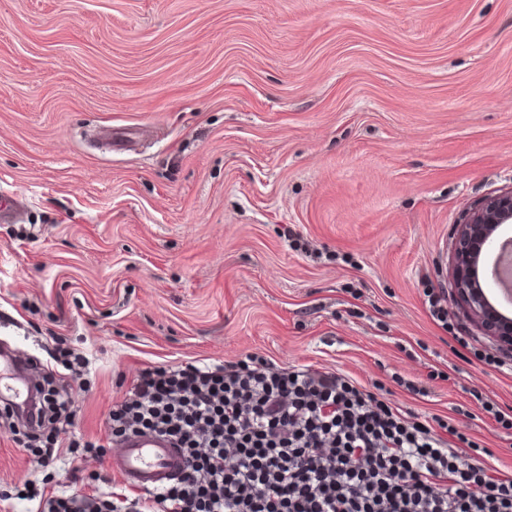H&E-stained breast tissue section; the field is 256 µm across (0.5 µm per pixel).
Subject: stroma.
I'll return each instance as SVG.
<instances>
[{
	"instance_id": "1",
	"label": "stroma",
	"mask_w": 512,
	"mask_h": 512,
	"mask_svg": "<svg viewBox=\"0 0 512 512\" xmlns=\"http://www.w3.org/2000/svg\"><path fill=\"white\" fill-rule=\"evenodd\" d=\"M512 188V0H0V346L67 395L0 416V512L128 494L107 421L149 365L308 366L512 473L502 368L452 301L453 228ZM448 310L431 317L428 294ZM87 366L57 365V339ZM103 453L43 464L24 437ZM48 405L51 409L52 423L58 424L62 428L73 424L72 413L70 412V402L60 394H55L48 400ZM59 427H55L58 429Z\"/></svg>"
}]
</instances>
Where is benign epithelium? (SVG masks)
Masks as SVG:
<instances>
[{"mask_svg": "<svg viewBox=\"0 0 512 512\" xmlns=\"http://www.w3.org/2000/svg\"><path fill=\"white\" fill-rule=\"evenodd\" d=\"M512 223V189L489 196L467 209L457 225L451 288L476 328L497 350L512 354V319L490 303L479 270L498 241V231Z\"/></svg>", "mask_w": 512, "mask_h": 512, "instance_id": "7a95c632", "label": "benign epithelium"}]
</instances>
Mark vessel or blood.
Wrapping results in <instances>:
<instances>
[{
    "label": "vessel or blood",
    "mask_w": 512,
    "mask_h": 512,
    "mask_svg": "<svg viewBox=\"0 0 512 512\" xmlns=\"http://www.w3.org/2000/svg\"><path fill=\"white\" fill-rule=\"evenodd\" d=\"M23 357L0 353V400L17 406L30 400L31 384ZM186 458L169 438L155 433H137L119 444L112 456V471L136 491L157 492L185 469Z\"/></svg>",
    "instance_id": "vessel-or-blood-1"
}]
</instances>
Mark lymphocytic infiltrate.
Masks as SVG:
<instances>
[{"label":"lymphocytic infiltrate","instance_id":"obj_1","mask_svg":"<svg viewBox=\"0 0 512 512\" xmlns=\"http://www.w3.org/2000/svg\"><path fill=\"white\" fill-rule=\"evenodd\" d=\"M113 439L151 431L186 453L151 505L64 490L35 512H512V474L351 381L263 359L147 366L109 417Z\"/></svg>","mask_w":512,"mask_h":512}]
</instances>
